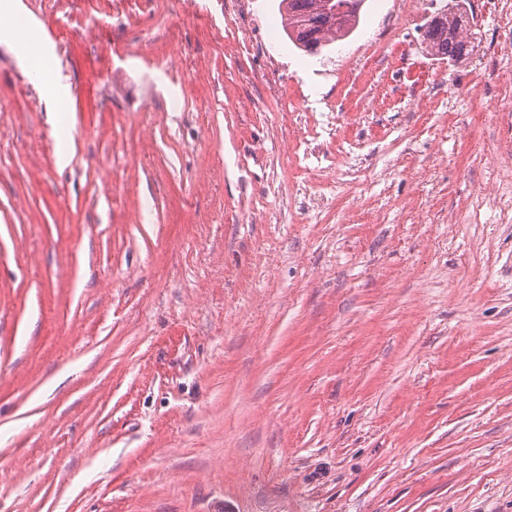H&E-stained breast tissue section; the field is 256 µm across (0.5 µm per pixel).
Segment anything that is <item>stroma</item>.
I'll list each match as a JSON object with an SVG mask.
<instances>
[{
	"instance_id": "obj_1",
	"label": "stroma",
	"mask_w": 512,
	"mask_h": 512,
	"mask_svg": "<svg viewBox=\"0 0 512 512\" xmlns=\"http://www.w3.org/2000/svg\"><path fill=\"white\" fill-rule=\"evenodd\" d=\"M0 45V512H512V53L398 0H21ZM67 162H60V153ZM280 1L281 6L286 5L288 17L283 27L288 39L309 53L321 51L339 37L350 36L359 24L364 3V0ZM458 12H450L444 20L432 25L429 34L432 50L451 61L462 58L469 50L467 24ZM14 48L26 66L35 73L44 97L61 111L70 97L58 66L54 46L41 35L38 25L28 24L25 31L0 27V43Z\"/></svg>"
}]
</instances>
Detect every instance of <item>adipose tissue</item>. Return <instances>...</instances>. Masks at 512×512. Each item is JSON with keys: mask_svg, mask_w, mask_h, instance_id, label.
I'll list each match as a JSON object with an SVG mask.
<instances>
[{"mask_svg": "<svg viewBox=\"0 0 512 512\" xmlns=\"http://www.w3.org/2000/svg\"><path fill=\"white\" fill-rule=\"evenodd\" d=\"M0 43L14 48L26 66L35 73L44 97L55 107H63L70 97L58 66L55 49L42 36L38 25L29 24L25 30L0 27Z\"/></svg>", "mask_w": 512, "mask_h": 512, "instance_id": "ef3b65f1", "label": "adipose tissue"}]
</instances>
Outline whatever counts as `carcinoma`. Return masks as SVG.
Wrapping results in <instances>:
<instances>
[{"instance_id": "obj_1", "label": "carcinoma", "mask_w": 512, "mask_h": 512, "mask_svg": "<svg viewBox=\"0 0 512 512\" xmlns=\"http://www.w3.org/2000/svg\"><path fill=\"white\" fill-rule=\"evenodd\" d=\"M286 5L284 31L299 49L324 48L357 28L364 0H281ZM431 48L451 61L468 54V29L458 12H451L430 30Z\"/></svg>"}]
</instances>
